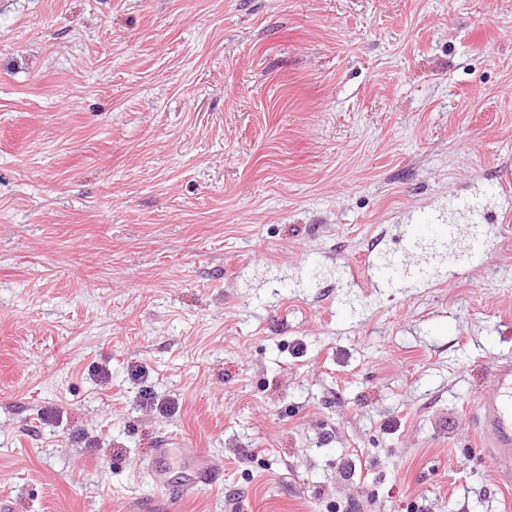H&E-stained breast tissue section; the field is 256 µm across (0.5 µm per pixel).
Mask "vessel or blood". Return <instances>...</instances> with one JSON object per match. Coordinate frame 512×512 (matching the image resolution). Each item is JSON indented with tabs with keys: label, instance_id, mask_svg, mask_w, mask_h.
<instances>
[{
	"label": "vessel or blood",
	"instance_id": "obj_1",
	"mask_svg": "<svg viewBox=\"0 0 512 512\" xmlns=\"http://www.w3.org/2000/svg\"><path fill=\"white\" fill-rule=\"evenodd\" d=\"M458 206L470 214L469 223H448L426 209L410 211L394 232L398 249L380 250L365 261L363 268L371 273L367 286L400 294L433 278L455 277L472 264L486 251L489 242L491 230L482 222L486 203L475 195L460 199ZM473 418L482 448L503 471L512 470L511 358L493 362L490 388L477 396ZM221 473V462L204 460L177 490V498H187L200 488L215 485Z\"/></svg>",
	"mask_w": 512,
	"mask_h": 512
}]
</instances>
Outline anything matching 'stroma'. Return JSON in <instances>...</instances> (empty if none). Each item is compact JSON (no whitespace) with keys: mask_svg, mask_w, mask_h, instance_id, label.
<instances>
[{"mask_svg":"<svg viewBox=\"0 0 512 512\" xmlns=\"http://www.w3.org/2000/svg\"><path fill=\"white\" fill-rule=\"evenodd\" d=\"M506 184L512 0H0V512H512L472 415L512 222L436 286L350 271ZM168 436L219 483L170 499Z\"/></svg>","mask_w":512,"mask_h":512,"instance_id":"35a3bbf8","label":"stroma"}]
</instances>
